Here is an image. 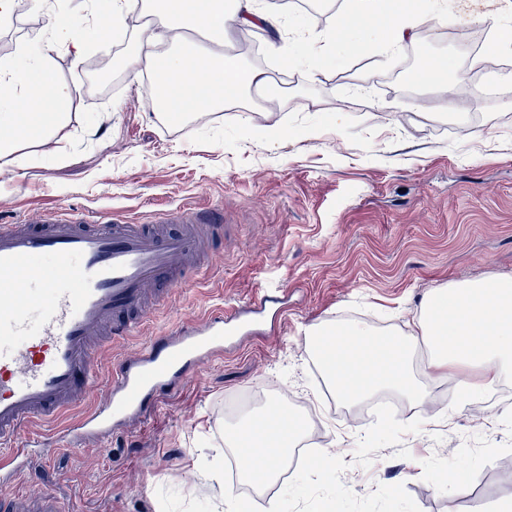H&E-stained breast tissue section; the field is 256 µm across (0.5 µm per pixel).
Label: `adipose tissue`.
I'll return each instance as SVG.
<instances>
[{
  "instance_id": "adipose-tissue-1",
  "label": "adipose tissue",
  "mask_w": 512,
  "mask_h": 512,
  "mask_svg": "<svg viewBox=\"0 0 512 512\" xmlns=\"http://www.w3.org/2000/svg\"><path fill=\"white\" fill-rule=\"evenodd\" d=\"M107 0L106 13L93 20L58 4L57 0H32L33 9L47 22L36 39L19 47L13 57L0 61V159L23 163L29 134L64 154L67 125L65 105L71 99L68 85L52 81L57 53L81 61L90 44L107 39L113 26L132 9L161 17L177 50L155 55L151 28L140 34V50L133 77L161 69L166 106L202 118L224 102V87L257 92L271 84L261 69L243 67L225 55L233 25L277 26L278 16L264 10L258 0ZM343 14L350 21L383 18L376 37L397 47L412 40L417 29L430 22L455 24L456 16L439 8L438 0H418L413 11L399 9L394 0H344ZM193 30L211 33L213 44L200 48L188 42ZM320 366L342 403L357 404L381 392H393L412 403H424L427 382L447 379L450 370L476 369L462 389L472 393L490 390L512 377V276L492 281L452 284L428 294L421 314L402 336L380 337L367 325L354 324L336 335L315 339ZM428 357L415 359L418 348ZM289 414L279 400H270L246 430L229 429L230 445L238 456L242 483L267 481L288 461L300 435L289 424Z\"/></svg>"
}]
</instances>
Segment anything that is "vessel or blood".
Wrapping results in <instances>:
<instances>
[{
    "label": "vessel or blood",
    "mask_w": 512,
    "mask_h": 512,
    "mask_svg": "<svg viewBox=\"0 0 512 512\" xmlns=\"http://www.w3.org/2000/svg\"><path fill=\"white\" fill-rule=\"evenodd\" d=\"M213 210L176 208L148 224H107L67 205L0 224V486L19 465L49 461L138 418L157 392L204 366L226 337L257 322L217 311L112 370L107 399L83 410L98 382L97 352L136 332L146 299L162 303L200 267ZM52 261L50 275L33 261ZM0 512H69L55 489L0 495Z\"/></svg>",
    "instance_id": "vessel-or-blood-1"
}]
</instances>
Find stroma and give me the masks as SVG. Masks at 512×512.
Here are the masks:
<instances>
[{
	"label": "stroma",
	"instance_id": "1",
	"mask_svg": "<svg viewBox=\"0 0 512 512\" xmlns=\"http://www.w3.org/2000/svg\"><path fill=\"white\" fill-rule=\"evenodd\" d=\"M267 7L286 34L249 33L280 38L282 54L236 52L244 67L269 74L281 111H253L245 96L201 120L156 112L129 76L139 27L124 22L120 37L91 46L81 62L55 61V77L73 91L65 158L34 141L23 165L0 160V223L69 204L130 224L179 206L219 210L229 227L188 287L147 312L136 336L101 350L91 403L105 397L114 364L164 330L266 293L288 309L276 334L227 348L111 444L60 455L54 487L78 512H234L240 495L204 477L230 469L224 429L240 414L229 403L270 383L304 390L321 424L302 422L301 439L336 461L322 470L300 457L299 474L279 475L251 497L250 512H307L315 498L333 512H496L512 499V449L489 455L485 446H512V394L460 397L457 383L475 373L459 369L405 424L361 423L355 407L336 410L334 393L321 391L298 331L364 322L404 332L430 290L512 275V93H474L467 34L419 28L410 61L359 25L345 32L358 50L312 59L310 44L333 36L339 0ZM45 23L17 9L0 26V58ZM116 56L124 66L111 85L90 86L88 66ZM438 57L450 65V95L404 88L405 67L421 76ZM337 112L343 124L331 123ZM275 127L287 140L265 137ZM451 470L467 493L449 486Z\"/></svg>",
	"mask_w": 512,
	"mask_h": 512
}]
</instances>
